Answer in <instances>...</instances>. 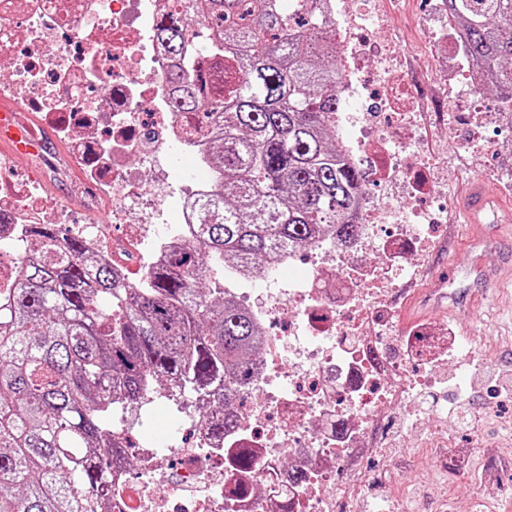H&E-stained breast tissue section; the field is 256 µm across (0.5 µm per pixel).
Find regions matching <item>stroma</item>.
Listing matches in <instances>:
<instances>
[{"label": "stroma", "mask_w": 512, "mask_h": 512, "mask_svg": "<svg viewBox=\"0 0 512 512\" xmlns=\"http://www.w3.org/2000/svg\"><path fill=\"white\" fill-rule=\"evenodd\" d=\"M391 27L398 49L423 83L439 84L442 73L428 65L432 54L424 20L429 0H391ZM435 161V172L448 187V220L425 258L414 297L399 302L401 327L418 322L453 326L465 349L466 361H454L430 392H414V401H427L426 415H404L388 429L383 455L357 459L370 480L353 501L337 499L336 512H512V400L499 402L496 388L512 386V290L487 284L482 271L512 260V239L471 253L470 238L486 233L497 216L512 214V127L488 120L481 134L488 145L481 158L470 159L466 146L470 130L456 124L420 128ZM484 180L496 201L480 224L468 225L459 207L468 185ZM460 269L469 293L462 302L473 314L470 322L432 310L435 295L429 286ZM466 404L479 423L459 429L450 406ZM466 449L463 472L449 469L455 449Z\"/></svg>", "instance_id": "1"}]
</instances>
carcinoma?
I'll return each instance as SVG.
<instances>
[{"mask_svg": "<svg viewBox=\"0 0 512 512\" xmlns=\"http://www.w3.org/2000/svg\"><path fill=\"white\" fill-rule=\"evenodd\" d=\"M158 28L190 63L219 66L211 82L182 73L181 108L207 102L210 164L222 192L201 206L199 246L172 249L168 265L135 288L93 263L84 241L55 224L16 285L0 295V512H87L112 483L113 414L170 381L224 410L207 429L233 427L252 377L259 324L224 297L229 269L249 280L291 247L335 230L351 242L362 174L341 163L336 44L316 0H177ZM469 56L512 108V0H444Z\"/></svg>", "mask_w": 512, "mask_h": 512, "instance_id": "1", "label": "carcinoma"}]
</instances>
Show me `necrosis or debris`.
I'll return each instance as SVG.
<instances>
[{
  "instance_id": "necrosis-or-debris-1",
  "label": "necrosis or debris",
  "mask_w": 512,
  "mask_h": 512,
  "mask_svg": "<svg viewBox=\"0 0 512 512\" xmlns=\"http://www.w3.org/2000/svg\"><path fill=\"white\" fill-rule=\"evenodd\" d=\"M173 0H0V112L9 132L33 128L48 141L26 160L0 152V289L28 257L29 224L84 235L99 263L137 280L167 262L174 242L195 243L199 206L224 181L204 167L210 149L201 114L182 111L168 78L176 66L157 38ZM336 30V129L342 156L367 187L354 214L351 248L332 242L295 249L268 265V287L238 295L262 322V360L237 409L235 432L218 440L203 410L168 422L160 448H130L134 466L113 467L110 512H335L336 478L356 495L367 477L354 460L385 454L390 422L414 412L410 395L434 387L455 360L446 325L418 323L395 334L394 298L405 273L434 245L432 211L411 222L394 207L441 195L427 176L419 113L445 122L436 99L401 70L379 0L359 9L330 0ZM427 35L452 45L465 83H448L470 128L484 125L479 78L445 4ZM199 122L196 136L187 120ZM183 163L181 180L170 176ZM75 184L76 206L50 199L48 181ZM110 221L98 223L100 212ZM373 253L378 261L365 265Z\"/></svg>"
}]
</instances>
